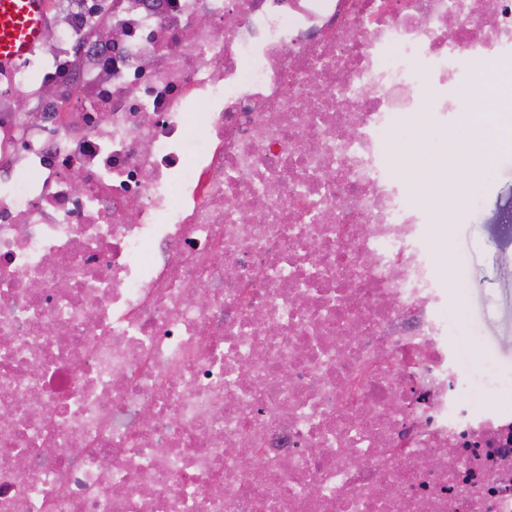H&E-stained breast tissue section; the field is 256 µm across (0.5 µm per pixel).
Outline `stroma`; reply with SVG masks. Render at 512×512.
<instances>
[{
  "label": "stroma",
  "mask_w": 512,
  "mask_h": 512,
  "mask_svg": "<svg viewBox=\"0 0 512 512\" xmlns=\"http://www.w3.org/2000/svg\"><path fill=\"white\" fill-rule=\"evenodd\" d=\"M491 179L472 185L476 208L448 214L450 241L434 238L449 296H462L464 319L477 338L475 363L512 374V229L499 214L512 207V138H503Z\"/></svg>",
  "instance_id": "stroma-1"
}]
</instances>
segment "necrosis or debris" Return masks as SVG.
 Returning a JSON list of instances; mask_svg holds the SVG:
<instances>
[{
    "mask_svg": "<svg viewBox=\"0 0 512 512\" xmlns=\"http://www.w3.org/2000/svg\"><path fill=\"white\" fill-rule=\"evenodd\" d=\"M475 83L512 0H47L0 67V512H512L395 166Z\"/></svg>",
    "mask_w": 512,
    "mask_h": 512,
    "instance_id": "4bbe7bcc",
    "label": "necrosis or debris"
}]
</instances>
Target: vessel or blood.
I'll list each match as a JSON object with an SVG mask.
<instances>
[{
	"instance_id": "1",
	"label": "vessel or blood",
	"mask_w": 512,
	"mask_h": 512,
	"mask_svg": "<svg viewBox=\"0 0 512 512\" xmlns=\"http://www.w3.org/2000/svg\"><path fill=\"white\" fill-rule=\"evenodd\" d=\"M44 29V0H0V64L25 56Z\"/></svg>"
}]
</instances>
